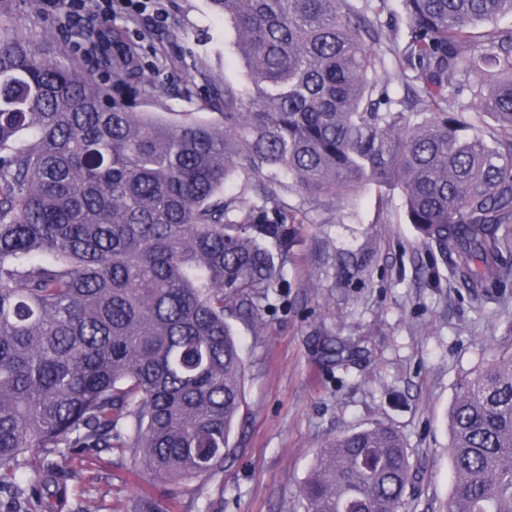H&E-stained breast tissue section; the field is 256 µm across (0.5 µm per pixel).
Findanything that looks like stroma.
Wrapping results in <instances>:
<instances>
[{
    "instance_id": "obj_1",
    "label": "stroma",
    "mask_w": 512,
    "mask_h": 512,
    "mask_svg": "<svg viewBox=\"0 0 512 512\" xmlns=\"http://www.w3.org/2000/svg\"><path fill=\"white\" fill-rule=\"evenodd\" d=\"M154 9L94 21L101 38L121 34L142 72L168 88L138 108L181 123L213 118L207 73L240 81L230 25L208 0H162ZM283 204L303 213L297 241L264 304L262 331L235 322L243 342L245 406L221 473L178 485L148 476L130 455L71 465L72 493L99 512H124L147 493L170 512H304L298 486L323 442L388 424L419 471L404 512H443L454 474L447 414L459 382L512 338V279L475 299L457 288L447 260L409 224L399 191L368 186L351 199ZM357 346L339 366L325 347Z\"/></svg>"
}]
</instances>
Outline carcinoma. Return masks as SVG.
Returning <instances> with one entry per match:
<instances>
[{
    "label": "carcinoma",
    "mask_w": 512,
    "mask_h": 512,
    "mask_svg": "<svg viewBox=\"0 0 512 512\" xmlns=\"http://www.w3.org/2000/svg\"><path fill=\"white\" fill-rule=\"evenodd\" d=\"M400 2L402 43L373 20L388 0H208L245 81L210 77L219 119L174 124L132 109L168 95L135 47L115 44L100 84L0 0V512H59L68 463L119 448L172 484L222 471L245 404L231 322L264 327L286 226L304 224L285 188L397 189L469 296L508 278L512 27L489 24L512 0ZM473 112L493 144L468 134ZM448 428L446 512H512V343L460 383ZM415 478L379 424L325 441L299 497L402 512ZM131 512L169 510L141 495Z\"/></svg>",
    "instance_id": "cac0c4a2"
}]
</instances>
